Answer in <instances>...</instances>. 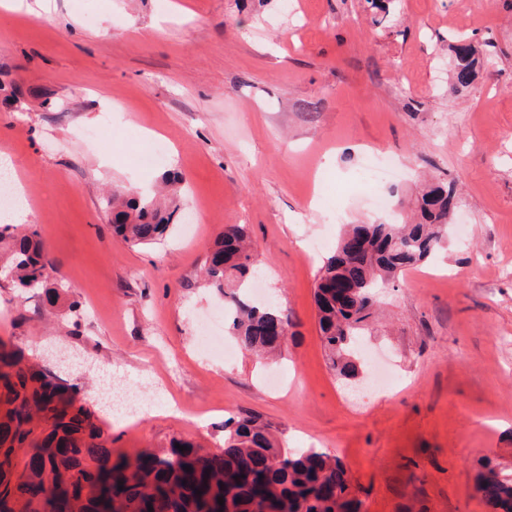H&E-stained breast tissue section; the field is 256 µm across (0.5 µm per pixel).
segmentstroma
Segmentation results:
<instances>
[{"label": "stroma", "instance_id": "obj_1", "mask_svg": "<svg viewBox=\"0 0 512 512\" xmlns=\"http://www.w3.org/2000/svg\"><path fill=\"white\" fill-rule=\"evenodd\" d=\"M28 3L0 10V72L26 93L0 107V156L61 289L52 305L1 278L0 340L53 371L49 344L80 354L63 377L120 451L215 452L249 414L281 447L343 458L365 512H485L479 460L512 464V0H397L382 21L369 0ZM460 34L485 61L454 93ZM153 139L166 156L137 166ZM368 152L400 164L378 184L390 208L448 183L457 226L383 289L366 340L397 382L361 400L328 367L313 293L344 225L386 218L357 180ZM169 170L184 179L171 234L121 242L105 196ZM228 224L247 226L264 293L291 316L281 360L198 345L223 304L200 270ZM105 379L145 410L112 416L94 398Z\"/></svg>", "mask_w": 512, "mask_h": 512}]
</instances>
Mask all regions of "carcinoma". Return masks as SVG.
Segmentation results:
<instances>
[{
	"mask_svg": "<svg viewBox=\"0 0 512 512\" xmlns=\"http://www.w3.org/2000/svg\"><path fill=\"white\" fill-rule=\"evenodd\" d=\"M453 52V88H467L480 60L470 43ZM24 96L22 88L0 82L5 107ZM454 199L451 188L426 186L417 217L402 210L386 222L352 224L341 235L314 291L320 339L335 374L358 375L356 340L368 328L378 284L444 248ZM106 209L115 233L132 246L161 241L174 222L169 202L155 197L115 194ZM1 240L8 241L0 252L1 276L23 292L53 287L52 262L37 231L2 224ZM253 263L246 225L226 224L203 276L224 297L230 332L243 348L279 355L284 345L269 327H289L288 314L234 290L253 275ZM473 488L486 512H512V469L484 457ZM20 501L30 512H359L361 505L340 457L320 448L282 449L256 416L225 422L218 454L182 439L159 452L118 451L112 436L76 404L64 379L0 340V512H13Z\"/></svg>",
	"mask_w": 512,
	"mask_h": 512,
	"instance_id": "obj_1",
	"label": "carcinoma"
}]
</instances>
